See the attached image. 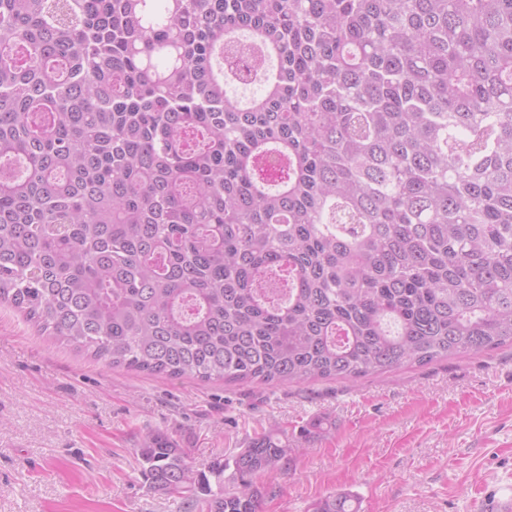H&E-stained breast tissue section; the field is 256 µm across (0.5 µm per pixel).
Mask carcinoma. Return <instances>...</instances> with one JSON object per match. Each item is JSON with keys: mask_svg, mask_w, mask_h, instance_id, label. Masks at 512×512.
I'll return each mask as SVG.
<instances>
[{"mask_svg": "<svg viewBox=\"0 0 512 512\" xmlns=\"http://www.w3.org/2000/svg\"><path fill=\"white\" fill-rule=\"evenodd\" d=\"M0 303L201 381L512 345V0H0ZM292 452L197 473L154 432L139 472L261 512Z\"/></svg>", "mask_w": 512, "mask_h": 512, "instance_id": "carcinoma-1", "label": "carcinoma"}]
</instances>
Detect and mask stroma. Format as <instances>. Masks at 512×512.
Here are the masks:
<instances>
[{
  "instance_id": "stroma-1",
  "label": "stroma",
  "mask_w": 512,
  "mask_h": 512,
  "mask_svg": "<svg viewBox=\"0 0 512 512\" xmlns=\"http://www.w3.org/2000/svg\"><path fill=\"white\" fill-rule=\"evenodd\" d=\"M155 431L200 472L262 434L300 446L254 478L262 512L334 493L359 512H495L512 499V348L354 382L202 383L106 367L0 305V512H184L138 471Z\"/></svg>"
}]
</instances>
